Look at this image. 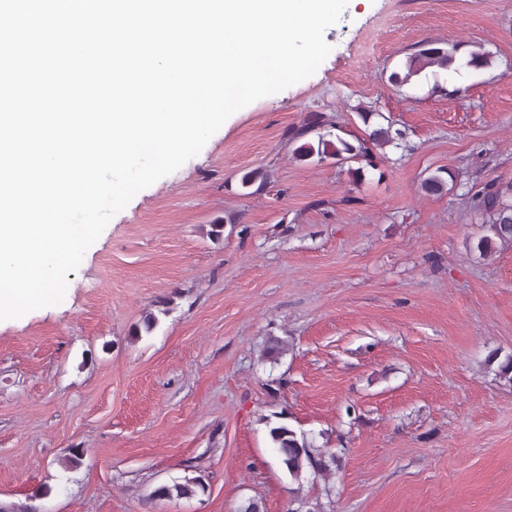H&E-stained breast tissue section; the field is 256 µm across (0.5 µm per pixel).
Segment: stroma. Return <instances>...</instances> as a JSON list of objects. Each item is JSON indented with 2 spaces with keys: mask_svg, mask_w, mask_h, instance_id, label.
I'll return each instance as SVG.
<instances>
[{
  "mask_svg": "<svg viewBox=\"0 0 512 512\" xmlns=\"http://www.w3.org/2000/svg\"><path fill=\"white\" fill-rule=\"evenodd\" d=\"M325 39L312 76L234 113L114 215L56 307L0 322L1 505L512 512V385L485 363L512 354V246L479 255L472 199L493 183L512 202V0H360ZM426 40L494 62L391 83ZM363 108L400 137L361 182L293 160L288 128L316 114L361 138ZM440 169L447 192L423 196ZM271 336L287 344L274 363ZM274 414L336 456L328 478L288 480ZM187 476L206 493L152 498Z\"/></svg>",
  "mask_w": 512,
  "mask_h": 512,
  "instance_id": "35a3bbf8",
  "label": "stroma"
}]
</instances>
